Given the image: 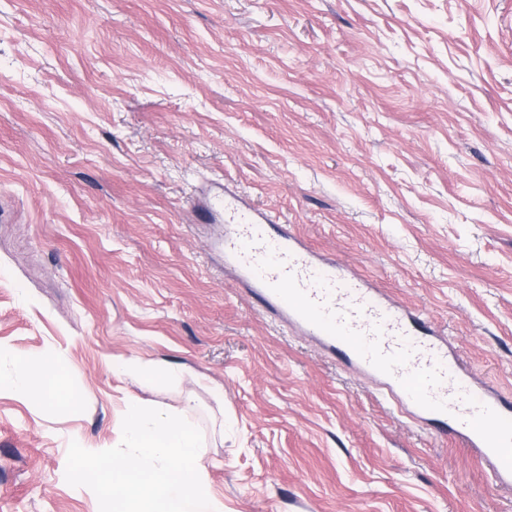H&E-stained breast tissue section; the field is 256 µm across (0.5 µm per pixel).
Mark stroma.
<instances>
[{
    "mask_svg": "<svg viewBox=\"0 0 512 512\" xmlns=\"http://www.w3.org/2000/svg\"><path fill=\"white\" fill-rule=\"evenodd\" d=\"M424 311L512 397V0H0V512H99L70 442L190 412L223 512H512V485L257 306L216 184ZM166 360L165 386L113 370ZM60 367L58 358L54 354H47L41 360L38 371H31L27 365H17L12 375L2 377L0 373V388L7 384L17 395L39 401L43 404L65 405L75 402L79 397L70 389L55 383L54 378L58 377Z\"/></svg>",
    "mask_w": 512,
    "mask_h": 512,
    "instance_id": "obj_1",
    "label": "stroma"
}]
</instances>
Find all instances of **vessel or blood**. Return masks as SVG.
<instances>
[{"mask_svg":"<svg viewBox=\"0 0 512 512\" xmlns=\"http://www.w3.org/2000/svg\"><path fill=\"white\" fill-rule=\"evenodd\" d=\"M212 212L228 227L224 262L259 306L376 377L401 409L461 439L497 483L512 484V401L478 394L430 322L321 259L237 192L225 190Z\"/></svg>","mask_w":512,"mask_h":512,"instance_id":"vessel-or-blood-1","label":"vessel or blood"}]
</instances>
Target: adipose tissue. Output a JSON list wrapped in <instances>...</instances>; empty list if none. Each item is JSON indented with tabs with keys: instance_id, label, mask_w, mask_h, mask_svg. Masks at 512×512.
Listing matches in <instances>:
<instances>
[{
	"instance_id": "ef3b65f1",
	"label": "adipose tissue",
	"mask_w": 512,
	"mask_h": 512,
	"mask_svg": "<svg viewBox=\"0 0 512 512\" xmlns=\"http://www.w3.org/2000/svg\"><path fill=\"white\" fill-rule=\"evenodd\" d=\"M60 373L56 355L43 356L39 370H30L28 365H17L12 375L0 376V385H8L17 395L43 404L65 405L75 402V394L68 388L56 385Z\"/></svg>"
}]
</instances>
